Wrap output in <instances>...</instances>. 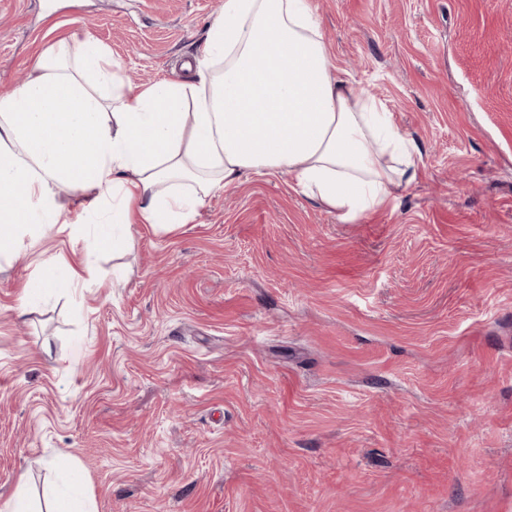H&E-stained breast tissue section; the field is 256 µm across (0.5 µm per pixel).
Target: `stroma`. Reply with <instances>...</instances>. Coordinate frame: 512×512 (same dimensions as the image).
I'll list each match as a JSON object with an SVG mask.
<instances>
[{
  "mask_svg": "<svg viewBox=\"0 0 512 512\" xmlns=\"http://www.w3.org/2000/svg\"><path fill=\"white\" fill-rule=\"evenodd\" d=\"M222 0H0V95L80 26L186 79ZM338 70L420 149L352 222L281 173L94 250L0 264V503L50 460L96 512H512V0H312ZM50 255L99 282L22 307Z\"/></svg>",
  "mask_w": 512,
  "mask_h": 512,
  "instance_id": "1",
  "label": "stroma"
}]
</instances>
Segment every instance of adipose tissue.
<instances>
[{"label":"adipose tissue","mask_w":512,"mask_h":512,"mask_svg":"<svg viewBox=\"0 0 512 512\" xmlns=\"http://www.w3.org/2000/svg\"><path fill=\"white\" fill-rule=\"evenodd\" d=\"M194 62L195 80L133 85L90 34L42 52L0 97V255L69 207L102 211L95 242L130 250V225L176 230L250 174L286 173L345 221L413 178L417 145L338 73L310 0H223ZM96 277L49 259L24 298Z\"/></svg>","instance_id":"adipose-tissue-1"}]
</instances>
